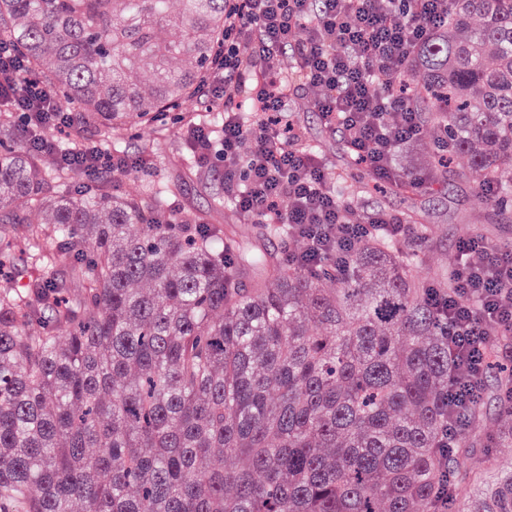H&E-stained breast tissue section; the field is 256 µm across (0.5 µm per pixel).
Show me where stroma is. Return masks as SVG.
<instances>
[{
    "instance_id": "stroma-1",
    "label": "stroma",
    "mask_w": 512,
    "mask_h": 512,
    "mask_svg": "<svg viewBox=\"0 0 512 512\" xmlns=\"http://www.w3.org/2000/svg\"><path fill=\"white\" fill-rule=\"evenodd\" d=\"M291 120L299 128L304 144L320 156L329 180L339 174L353 171V160L339 133L325 124L322 116L309 108L302 96L290 103ZM182 120L163 127L141 129L136 139L115 135L95 127H85L83 141L111 152L140 155L150 164V174L131 171L125 174H104L88 179L76 173L66 185V192L100 190L128 195L138 193L144 185H152L165 194V207L171 219L195 217L200 224H220L224 209L218 204L224 196V168L215 166L193 173L194 155L188 141L190 124L218 125L223 113L206 111L197 97L188 98L181 107ZM353 205L365 212L378 210L398 214L416 210L422 216L421 224L412 226L407 246L420 258L422 272L433 273L438 267L456 268L459 262L458 245L461 240L477 238L496 248H512V223L496 221L491 211L477 199L467 183H455L444 191L430 186L418 189L414 199L399 193L383 196L361 195L353 198Z\"/></svg>"
}]
</instances>
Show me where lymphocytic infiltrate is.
<instances>
[{"instance_id": "f902f5d3", "label": "lymphocytic infiltrate", "mask_w": 512, "mask_h": 512, "mask_svg": "<svg viewBox=\"0 0 512 512\" xmlns=\"http://www.w3.org/2000/svg\"><path fill=\"white\" fill-rule=\"evenodd\" d=\"M224 39L198 95L224 103V127H190L199 162L222 163L224 192L236 209L287 227L297 249L289 265L313 268L344 257L369 239L406 240L400 215L364 213L344 204L322 163L291 144L288 88L279 67L295 58L310 106L327 119L379 180L397 178L396 157L422 135L411 99L394 83L416 49L448 19V0H225ZM250 46L243 55L242 46ZM246 95L262 114L258 130L232 105ZM0 112L16 119L20 144L54 164L86 174L146 169L139 157L95 146L61 147L58 134L80 120L57 91L29 74L15 45L0 40ZM465 261L448 291L428 302L443 319L448 346L460 361L459 382L473 386L488 357L493 327L512 326V252L476 239L461 241Z\"/></svg>"}]
</instances>
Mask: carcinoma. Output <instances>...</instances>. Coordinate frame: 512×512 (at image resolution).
I'll return each mask as SVG.
<instances>
[{"mask_svg":"<svg viewBox=\"0 0 512 512\" xmlns=\"http://www.w3.org/2000/svg\"><path fill=\"white\" fill-rule=\"evenodd\" d=\"M223 37L224 0H0V40L114 133L179 111ZM406 83L453 145L430 151L432 179L492 182L512 214V0H451ZM14 127L0 115V259L25 224L42 271L14 255L25 286L0 284V512H436L444 494L512 512V471L453 509L490 388L512 443V328L454 404L428 280L398 243L290 267L165 219L150 187L56 191Z\"/></svg>","mask_w":512,"mask_h":512,"instance_id":"cac0c4a2","label":"carcinoma"}]
</instances>
